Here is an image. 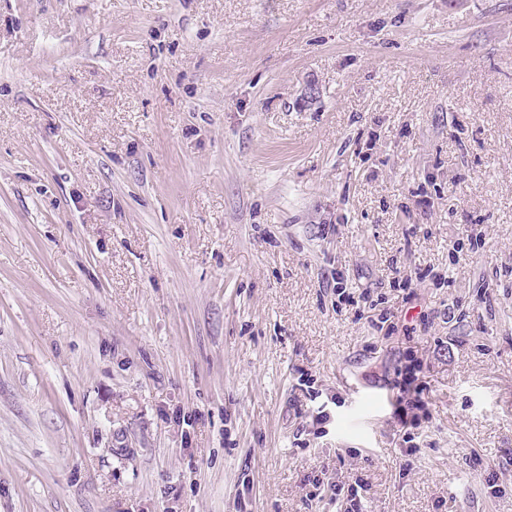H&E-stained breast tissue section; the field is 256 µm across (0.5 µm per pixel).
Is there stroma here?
<instances>
[{"label":"stroma","mask_w":512,"mask_h":512,"mask_svg":"<svg viewBox=\"0 0 512 512\" xmlns=\"http://www.w3.org/2000/svg\"><path fill=\"white\" fill-rule=\"evenodd\" d=\"M351 474L512 512V0H0V512H338ZM399 363L392 387L397 390L394 419L401 429H416L431 416L428 390L422 380L423 366L410 347L403 350Z\"/></svg>","instance_id":"1"}]
</instances>
